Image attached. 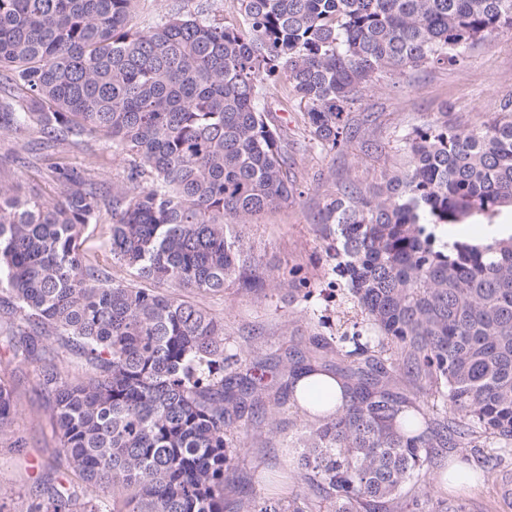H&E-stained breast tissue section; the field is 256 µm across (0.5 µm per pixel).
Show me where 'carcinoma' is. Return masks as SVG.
<instances>
[{"instance_id": "1", "label": "carcinoma", "mask_w": 512, "mask_h": 512, "mask_svg": "<svg viewBox=\"0 0 512 512\" xmlns=\"http://www.w3.org/2000/svg\"><path fill=\"white\" fill-rule=\"evenodd\" d=\"M134 0H0V78L26 90L0 132L48 142L98 136L130 162L109 202L83 172L54 166L60 199L0 184V291L17 316L12 360L44 359L42 338L86 371L44 372L58 453L80 486L28 512H224L263 404L261 363L246 375L224 356V323L184 299L236 282L293 287V271L259 270L229 234L296 193L288 139L264 106L286 81L309 141H347L349 112L377 75L457 66L469 46L512 30V0H236L252 31L199 13L129 25ZM407 169L372 194L329 197L319 218L334 273L364 330L314 328L284 348L290 373L329 363L349 399L308 389L313 423L297 486L234 512H448L431 495L439 448L512 460V96L483 127L436 118L404 142ZM111 212L118 280L81 251ZM482 229L441 240L438 231ZM16 404L0 379V433Z\"/></svg>"}]
</instances>
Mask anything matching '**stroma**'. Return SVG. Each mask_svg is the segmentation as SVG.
Returning <instances> with one entry per match:
<instances>
[{
    "label": "stroma",
    "mask_w": 512,
    "mask_h": 512,
    "mask_svg": "<svg viewBox=\"0 0 512 512\" xmlns=\"http://www.w3.org/2000/svg\"><path fill=\"white\" fill-rule=\"evenodd\" d=\"M202 12L221 23H239L232 0H138L130 24L147 28L156 18ZM512 94V31L470 46L466 61L455 67L425 65L405 73H381L355 103L349 115V136L339 152L310 149L296 102L283 99L282 84L267 85L265 105L288 136V163L298 173L300 193L263 214L255 223L237 226L246 250L264 269H294L312 290L309 298L285 289L261 293L230 284L218 295L191 294L224 321V346L229 355H243L266 364L264 404L258 411L255 439L241 466L243 478L230 489V499L259 494L285 496L296 483L292 436L308 417L293 401L282 398L279 346L307 340L314 324L325 321L334 334L353 333L357 320L348 288L333 275L317 216L331 195L351 186L372 193L385 174L403 168V139L413 128L447 113L464 130L480 127ZM60 162L90 172L101 191L125 181L129 162L99 138L76 146L58 141L44 145L35 130L0 136V183L19 186L26 196L56 199L63 184L52 165ZM14 316L0 302V379L14 390L17 413L6 435L0 436V512H27L46 487L67 480L66 467L47 468L58 444L52 435V397L37 368L11 361L3 337ZM460 457L478 465L476 487L461 485L449 492L450 505L465 512H512V466L490 470L482 454L470 448H448L439 464Z\"/></svg>",
    "instance_id": "1"
}]
</instances>
